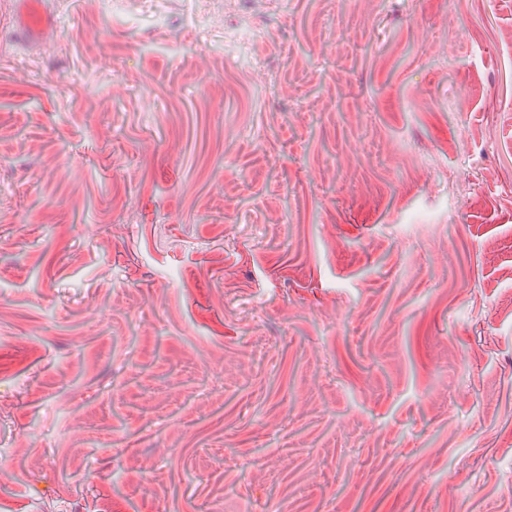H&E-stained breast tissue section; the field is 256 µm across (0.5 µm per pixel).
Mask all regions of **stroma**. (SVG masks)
I'll return each instance as SVG.
<instances>
[{"mask_svg": "<svg viewBox=\"0 0 512 512\" xmlns=\"http://www.w3.org/2000/svg\"><path fill=\"white\" fill-rule=\"evenodd\" d=\"M17 3L0 512H512V0ZM28 6V26L36 35L44 52H51L55 46L58 32L56 27L47 19L43 18L39 1H26Z\"/></svg>", "mask_w": 512, "mask_h": 512, "instance_id": "1", "label": "stroma"}]
</instances>
